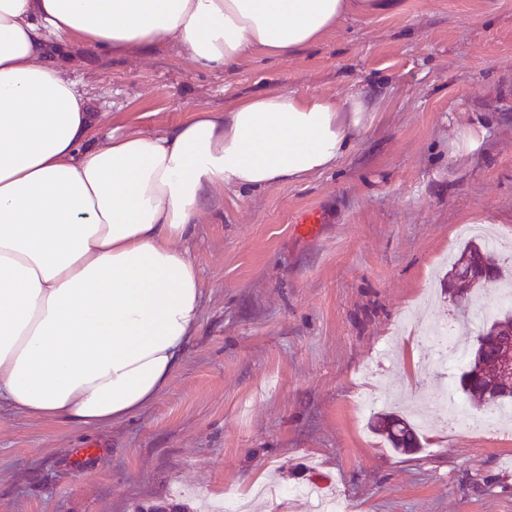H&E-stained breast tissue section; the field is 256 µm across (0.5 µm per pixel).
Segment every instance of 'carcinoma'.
Here are the masks:
<instances>
[{
	"instance_id": "carcinoma-1",
	"label": "carcinoma",
	"mask_w": 512,
	"mask_h": 512,
	"mask_svg": "<svg viewBox=\"0 0 512 512\" xmlns=\"http://www.w3.org/2000/svg\"><path fill=\"white\" fill-rule=\"evenodd\" d=\"M464 260L471 262L473 269L480 275L488 277L492 286L505 277L506 269L494 251L485 244L476 243H470L460 251L452 264V269L448 270L447 277H452L454 268ZM509 330L512 331V314L483 324L480 334L486 339V345L482 347L480 343H474L458 380V389L470 404L478 407L486 406V387L494 373L492 362L499 351V340L503 339L502 333ZM371 427L373 432L396 452L414 453L422 448L415 426L395 411L376 414Z\"/></svg>"
}]
</instances>
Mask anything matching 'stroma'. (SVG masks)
I'll use <instances>...</instances> for the list:
<instances>
[{"instance_id": "stroma-1", "label": "stroma", "mask_w": 512, "mask_h": 512, "mask_svg": "<svg viewBox=\"0 0 512 512\" xmlns=\"http://www.w3.org/2000/svg\"><path fill=\"white\" fill-rule=\"evenodd\" d=\"M70 78L103 131L159 133L199 107L272 90L368 94L372 114L335 167L216 192L179 247L201 311L182 366L134 419L80 431L0 412V512H313L284 489L322 482L348 512H512V430L459 427L433 397L443 369L417 328L453 325L444 253L484 222L512 244V0H393L348 13L286 57L228 71L172 44L102 57L73 45ZM317 211L313 233L298 217ZM372 392L367 411L356 403ZM425 403L419 451L370 428L389 397Z\"/></svg>"}]
</instances>
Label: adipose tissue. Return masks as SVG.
<instances>
[{"mask_svg": "<svg viewBox=\"0 0 512 512\" xmlns=\"http://www.w3.org/2000/svg\"><path fill=\"white\" fill-rule=\"evenodd\" d=\"M372 0H0V408L90 429L149 407L202 300L176 242L215 191L335 165L365 92L274 91L155 134L98 136L53 39L112 55L171 42L228 70L319 39Z\"/></svg>", "mask_w": 512, "mask_h": 512, "instance_id": "ef3b65f1", "label": "adipose tissue"}]
</instances>
